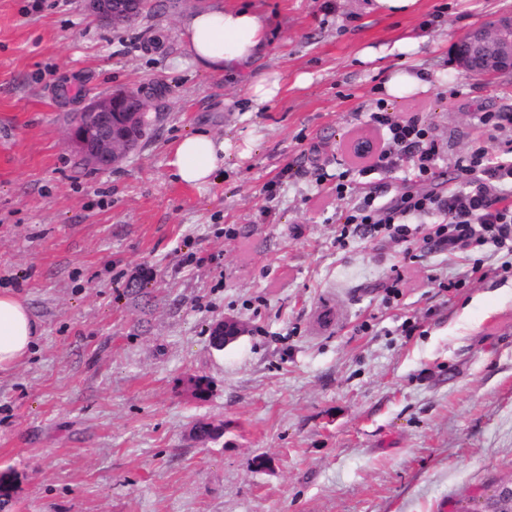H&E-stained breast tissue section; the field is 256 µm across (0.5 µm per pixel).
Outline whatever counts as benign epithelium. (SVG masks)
Wrapping results in <instances>:
<instances>
[{
    "label": "benign epithelium",
    "mask_w": 512,
    "mask_h": 512,
    "mask_svg": "<svg viewBox=\"0 0 512 512\" xmlns=\"http://www.w3.org/2000/svg\"><path fill=\"white\" fill-rule=\"evenodd\" d=\"M87 10L108 26L126 24L145 9L147 0H83ZM460 73L492 79L512 72V14L491 15L466 30L455 45ZM147 103L132 91L91 98L69 130V143L85 165L109 170L135 150L146 125ZM485 512H512V480L490 498Z\"/></svg>",
    "instance_id": "benign-epithelium-1"
}]
</instances>
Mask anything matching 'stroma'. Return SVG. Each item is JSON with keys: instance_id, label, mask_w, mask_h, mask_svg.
<instances>
[{"instance_id": "obj_1", "label": "stroma", "mask_w": 512, "mask_h": 512, "mask_svg": "<svg viewBox=\"0 0 512 512\" xmlns=\"http://www.w3.org/2000/svg\"><path fill=\"white\" fill-rule=\"evenodd\" d=\"M208 2L150 0L112 28L82 0H0V289L43 328L0 373L11 512H480L512 478V253L420 247L395 292L404 243L336 235L370 189L465 188L454 159L478 114L512 109V73L464 77L452 47L512 0H418L395 17L364 0H237L267 15L256 68L281 78L256 111L247 79L183 61L181 22ZM408 36L417 50L359 59ZM403 68L425 87L385 97ZM118 90L147 101L150 125L97 171L67 134L87 98ZM381 98L431 125L434 182L361 175L348 145L380 141ZM203 126L255 146L189 187L171 149ZM226 318L243 334L219 351ZM191 375L211 380L207 399ZM200 422L223 435L195 440Z\"/></svg>"}]
</instances>
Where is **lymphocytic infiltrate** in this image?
I'll return each instance as SVG.
<instances>
[{"label":"lymphocytic infiltrate","mask_w":512,"mask_h":512,"mask_svg":"<svg viewBox=\"0 0 512 512\" xmlns=\"http://www.w3.org/2000/svg\"><path fill=\"white\" fill-rule=\"evenodd\" d=\"M382 135L367 173L392 171L409 165L417 181H434L438 176L441 148L430 126L417 117L388 111L378 104L371 115ZM491 141L477 145L456 157L460 177L469 180L468 189L406 193L391 203L379 202L376 193L360 198L347 211L340 227L341 236L357 232L364 236L388 237L407 241L404 222L412 213H439L441 223L431 225L423 241L440 248L456 250L470 244H512V110L486 112L479 118Z\"/></svg>","instance_id":"lymphocytic-infiltrate-1"}]
</instances>
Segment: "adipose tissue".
Segmentation results:
<instances>
[{
  "mask_svg": "<svg viewBox=\"0 0 512 512\" xmlns=\"http://www.w3.org/2000/svg\"><path fill=\"white\" fill-rule=\"evenodd\" d=\"M267 15L251 5H227L213 0L189 14L181 28L188 60L195 68L216 75L250 73L249 93L253 103L272 101L281 89L278 74H252L254 62L269 48ZM255 138L245 135L240 143L202 127L175 142L170 165L177 181L191 187L212 183L229 156L249 159ZM41 325L25 301L0 292V371L9 370L28 356Z\"/></svg>",
  "mask_w": 512,
  "mask_h": 512,
  "instance_id": "1",
  "label": "adipose tissue"
}]
</instances>
